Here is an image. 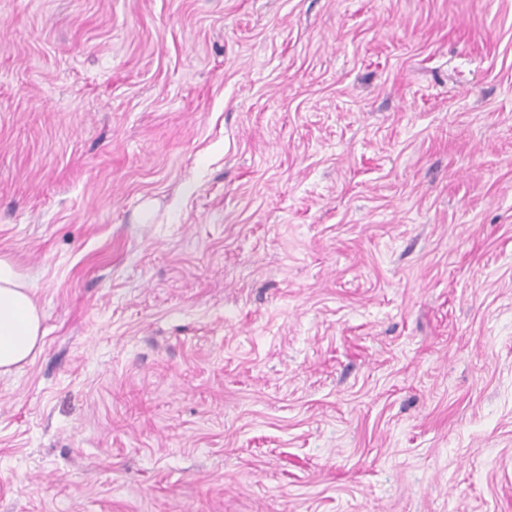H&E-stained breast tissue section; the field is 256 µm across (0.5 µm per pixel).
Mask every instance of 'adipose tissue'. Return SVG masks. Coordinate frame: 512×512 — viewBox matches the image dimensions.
Wrapping results in <instances>:
<instances>
[{
	"instance_id": "1",
	"label": "adipose tissue",
	"mask_w": 512,
	"mask_h": 512,
	"mask_svg": "<svg viewBox=\"0 0 512 512\" xmlns=\"http://www.w3.org/2000/svg\"><path fill=\"white\" fill-rule=\"evenodd\" d=\"M43 336L38 307L22 275L0 259V374L31 361Z\"/></svg>"
}]
</instances>
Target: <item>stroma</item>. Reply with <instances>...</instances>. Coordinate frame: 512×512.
Returning <instances> with one entry per match:
<instances>
[{
    "label": "stroma",
    "mask_w": 512,
    "mask_h": 512,
    "mask_svg": "<svg viewBox=\"0 0 512 512\" xmlns=\"http://www.w3.org/2000/svg\"><path fill=\"white\" fill-rule=\"evenodd\" d=\"M0 512H512V0H0ZM44 331L38 307L22 275L0 259V374L11 373L41 349Z\"/></svg>",
    "instance_id": "1"
}]
</instances>
